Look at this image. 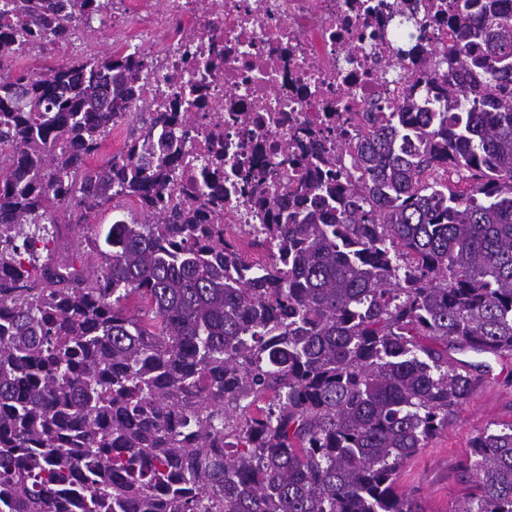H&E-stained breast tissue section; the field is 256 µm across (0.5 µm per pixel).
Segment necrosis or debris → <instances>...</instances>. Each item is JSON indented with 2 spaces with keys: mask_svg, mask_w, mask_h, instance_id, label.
Wrapping results in <instances>:
<instances>
[{
  "mask_svg": "<svg viewBox=\"0 0 512 512\" xmlns=\"http://www.w3.org/2000/svg\"><path fill=\"white\" fill-rule=\"evenodd\" d=\"M107 0L101 31L150 67L134 111L165 115L181 142L176 191L201 201L204 174L291 173L312 151L335 156L344 112L423 93L413 76L427 42H451L448 0ZM405 50L393 77L383 74Z\"/></svg>",
  "mask_w": 512,
  "mask_h": 512,
  "instance_id": "necrosis-or-debris-1",
  "label": "necrosis or debris"
}]
</instances>
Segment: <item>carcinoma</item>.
Listing matches in <instances>:
<instances>
[{
  "label": "carcinoma",
  "instance_id": "cac0c4a2",
  "mask_svg": "<svg viewBox=\"0 0 512 512\" xmlns=\"http://www.w3.org/2000/svg\"><path fill=\"white\" fill-rule=\"evenodd\" d=\"M14 2L42 50L94 10ZM459 21L423 46L425 97L348 119L349 172L244 175L264 265L213 200L169 195L173 137L132 111L144 60L16 71L0 29V512H423L397 475L478 384L448 351L512 357V0H448ZM463 467L454 512H512V424ZM130 132L131 127L126 123L112 130V133L105 141V144L100 152L90 158L89 162L91 166H101L112 154L123 150L125 143L128 141ZM111 222L112 207L109 209L106 207L96 212L95 214H91L84 222V224H80V226L76 228L75 232L72 234V239L75 244L74 248H76V245H79L81 242V248L82 246H85L87 239L93 236L98 224H110ZM228 235L237 240L239 251L245 261L250 263H267L271 261L270 251L267 247L251 245L254 236L240 231Z\"/></svg>",
  "mask_w": 512,
  "mask_h": 512
}]
</instances>
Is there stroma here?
Wrapping results in <instances>:
<instances>
[{"mask_svg": "<svg viewBox=\"0 0 512 512\" xmlns=\"http://www.w3.org/2000/svg\"><path fill=\"white\" fill-rule=\"evenodd\" d=\"M488 363L490 370L482 375L474 395L399 473L400 492L416 498L424 512H454L473 488L472 475L463 470L472 437L512 423V359L492 357Z\"/></svg>", "mask_w": 512, "mask_h": 512, "instance_id": "stroma-1", "label": "stroma"}]
</instances>
